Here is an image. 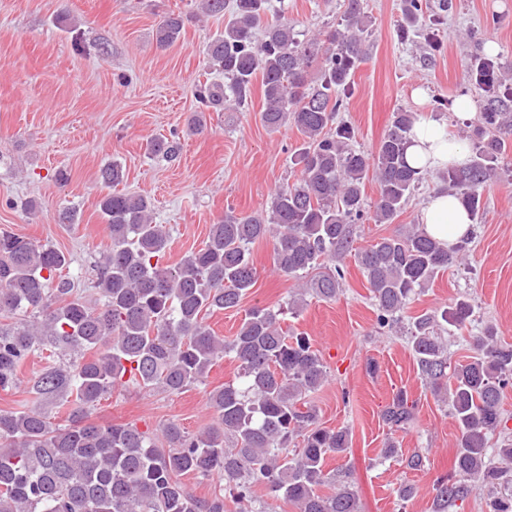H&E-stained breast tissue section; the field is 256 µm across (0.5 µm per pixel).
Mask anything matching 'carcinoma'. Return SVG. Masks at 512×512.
Listing matches in <instances>:
<instances>
[{
  "mask_svg": "<svg viewBox=\"0 0 512 512\" xmlns=\"http://www.w3.org/2000/svg\"><path fill=\"white\" fill-rule=\"evenodd\" d=\"M425 8L423 0H405L407 24L421 23ZM269 9L270 0H234L224 31L206 46L229 85L205 83L197 94L216 112H247L259 78L264 126H289L301 135L290 155L298 177L275 191L269 209L225 214L203 247L169 265V232L153 223L151 201L117 190L123 166L104 165L99 179L108 191L99 211L111 244L97 265L96 306L64 274L68 254L0 231V313L22 316L13 327L0 326V391L17 385L30 355L70 356L31 377L37 401L0 410V512H227L228 494L237 512H263L257 487L296 512H359L349 471L326 469L327 459L350 447L352 433L320 424L308 399L326 382L327 366L309 337L282 326V316L298 314L310 292L336 298L344 270L334 262L352 256L376 306L377 328L391 332L439 272L463 264L465 246L445 248L416 227L356 246L355 225L391 222L425 178L406 157L417 116L394 113L370 154L352 148L354 129L336 116L364 56L369 20L360 0H348L341 28L306 39L285 17L268 18ZM184 25L181 15L163 16L158 44L173 46ZM319 55L313 82L308 69ZM493 72L492 61L473 66L486 104L468 163L438 174L473 216L500 172L512 171V84L505 76L492 80ZM147 150L174 160L180 143L155 138ZM369 175L378 187L371 207L363 191ZM267 238L275 269L288 277L300 280L329 262L333 269L305 283L284 307L252 305L230 339L215 335L206 316L237 309L252 294L258 272L251 245ZM472 315L473 305L457 299L412 318L409 327L419 375L448 402L461 433L450 472L436 480L433 512H454L483 488L487 512H512V444L487 448L488 435L504 424L500 401L512 386V346L488 328L472 337L474 355L452 365L440 336L465 327ZM227 355L242 384L209 392L216 422L200 433L174 421L155 433L93 418L118 385L180 394ZM43 399L57 406L64 423L42 408ZM381 417L389 429L405 431L415 424L416 403L399 390ZM187 474L218 476L224 487L199 498L182 482Z\"/></svg>",
  "mask_w": 512,
  "mask_h": 512,
  "instance_id": "1",
  "label": "carcinoma"
}]
</instances>
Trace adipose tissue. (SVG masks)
I'll return each mask as SVG.
<instances>
[{
  "mask_svg": "<svg viewBox=\"0 0 512 512\" xmlns=\"http://www.w3.org/2000/svg\"><path fill=\"white\" fill-rule=\"evenodd\" d=\"M407 149L408 163L420 170H441L467 163L469 154L465 146L451 139L440 125L417 121ZM425 231L444 247H454L472 230V220L461 200L447 189L433 190L420 209Z\"/></svg>",
  "mask_w": 512,
  "mask_h": 512,
  "instance_id": "1",
  "label": "adipose tissue"
}]
</instances>
